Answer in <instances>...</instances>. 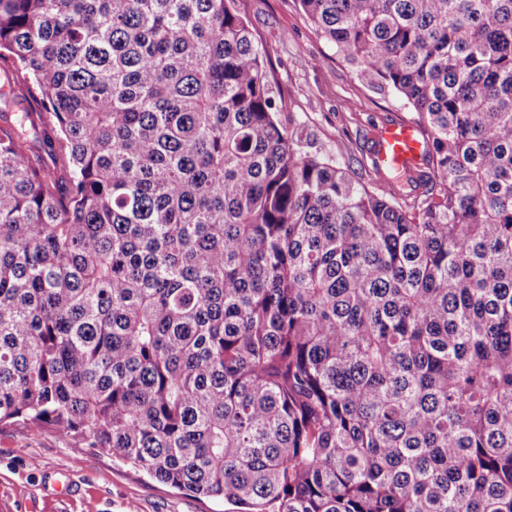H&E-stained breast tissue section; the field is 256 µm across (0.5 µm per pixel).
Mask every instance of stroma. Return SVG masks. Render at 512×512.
I'll list each match as a JSON object with an SVG mask.
<instances>
[{
    "label": "stroma",
    "mask_w": 512,
    "mask_h": 512,
    "mask_svg": "<svg viewBox=\"0 0 512 512\" xmlns=\"http://www.w3.org/2000/svg\"><path fill=\"white\" fill-rule=\"evenodd\" d=\"M284 100L281 120L303 127L314 149L349 168L366 187L384 171L372 165L374 134L413 120L392 90L362 83L321 37L297 0H237ZM68 477V496L56 478ZM0 512H241L240 506L171 488L111 454L17 423L0 431Z\"/></svg>",
    "instance_id": "stroma-1"
}]
</instances>
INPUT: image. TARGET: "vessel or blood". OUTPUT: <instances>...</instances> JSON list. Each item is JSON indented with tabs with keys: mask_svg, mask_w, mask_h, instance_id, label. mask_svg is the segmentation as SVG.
I'll return each mask as SVG.
<instances>
[{
	"mask_svg": "<svg viewBox=\"0 0 512 512\" xmlns=\"http://www.w3.org/2000/svg\"><path fill=\"white\" fill-rule=\"evenodd\" d=\"M423 152V141L413 123L391 122L375 134L373 161L381 169L391 171L420 165Z\"/></svg>",
	"mask_w": 512,
	"mask_h": 512,
	"instance_id": "vessel-or-blood-1",
	"label": "vessel or blood"
}]
</instances>
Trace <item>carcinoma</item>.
Wrapping results in <instances>:
<instances>
[{
	"label": "carcinoma",
	"instance_id": "carcinoma-1",
	"mask_svg": "<svg viewBox=\"0 0 512 512\" xmlns=\"http://www.w3.org/2000/svg\"><path fill=\"white\" fill-rule=\"evenodd\" d=\"M236 0H0V428L251 512H512V0H298L415 111L370 190Z\"/></svg>",
	"mask_w": 512,
	"mask_h": 512
}]
</instances>
